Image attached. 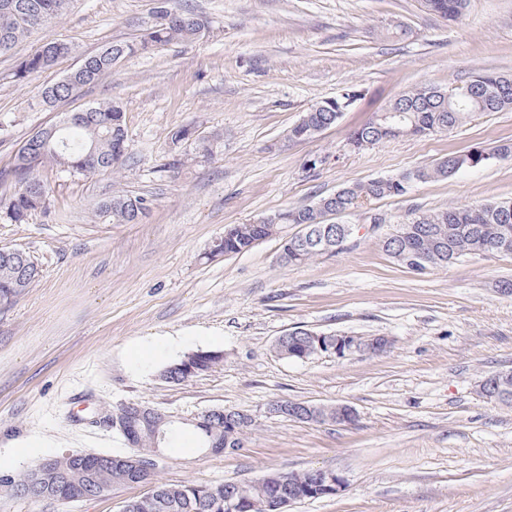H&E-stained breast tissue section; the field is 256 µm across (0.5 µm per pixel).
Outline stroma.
<instances>
[{
  "label": "stroma",
  "instance_id": "obj_1",
  "mask_svg": "<svg viewBox=\"0 0 512 512\" xmlns=\"http://www.w3.org/2000/svg\"><path fill=\"white\" fill-rule=\"evenodd\" d=\"M209 18L204 38L126 56L100 82L51 110L41 88L83 56L146 32L155 0H72L68 13L0 56V168L35 131L96 102L123 106L128 155L117 175L43 173L52 191L26 223L0 219V246L25 250L41 278L0 308V474L72 452L123 455L102 422L138 402L178 416L220 407L254 415L243 448L198 450L191 431L164 448L168 484L249 483L322 469L338 495L286 512H512V407L481 398L487 374L512 371V254L486 253L418 274L379 244L397 224L446 209L512 198V160L447 180L414 183L399 198L346 216L342 250L302 266L278 261L282 236L208 258L225 229L253 224L345 184L433 166L451 153L512 142V111L486 112L452 131L358 151L350 132L403 92L460 85L491 69L512 74V0H468L451 22L420 0H182ZM73 51L25 83L18 59L47 37ZM360 97L308 141L287 132L315 103ZM182 128L206 136L172 142ZM324 156L316 170L307 159ZM121 190L147 198L137 224H98ZM297 328L366 338L386 353L277 356ZM222 352L210 372L169 384L159 370L192 350ZM279 400L344 403L351 424L269 415ZM114 487L79 501H40L0 490V512H123L147 493Z\"/></svg>",
  "mask_w": 512,
  "mask_h": 512
}]
</instances>
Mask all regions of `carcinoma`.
Instances as JSON below:
<instances>
[{"instance_id": "obj_1", "label": "carcinoma", "mask_w": 512, "mask_h": 512, "mask_svg": "<svg viewBox=\"0 0 512 512\" xmlns=\"http://www.w3.org/2000/svg\"><path fill=\"white\" fill-rule=\"evenodd\" d=\"M425 10L446 20H456L466 7L467 0H421ZM69 0H0V55L10 52L32 31L45 28L65 15ZM207 17L181 6L180 0H157L152 21L144 37L138 42H115L85 56L80 65L71 71L73 86L69 89L55 85L44 87L35 100L41 108H53L70 99L85 87L98 83L127 55L147 52L157 45L191 43L209 32ZM73 52L71 45L48 37L33 53L21 59L10 78L22 83L52 67L58 58ZM349 96H339L320 101L304 113L298 123L288 130V139L306 141L315 138L335 125L348 109ZM390 108L399 112L391 117L378 112L361 127L350 132L349 142L355 149L381 144L404 136L426 137L463 125L478 112H503L512 110V76L493 70L474 74L466 83L452 89L439 85L414 88L403 93ZM97 114L99 123L63 129L53 138L52 146L36 152L18 149L10 166L0 169V186L10 194L0 196V215L16 224L28 220L32 212L44 208L50 187L42 178L47 168H55L71 176H91L112 173L124 162L128 153L125 116L118 104L94 103L86 108ZM512 158V144L493 147H476L462 154H450L435 166L390 177L373 178L365 182L350 183L342 187L336 198L326 195L317 201L291 206L280 212L275 223L265 221L254 224H236L224 232V238L214 245V252L221 255L240 254L251 250L258 242L280 233L285 224H297L310 237L327 238L334 250L343 246L349 235L344 228L326 222L328 212H357L369 203L388 197H401L408 193L415 181L448 179L460 172L487 166ZM140 210L132 197L116 191L97 208L94 217L102 224H137ZM382 249L389 257L406 269H413L416 261L429 269L446 267L461 257L480 253H512V200L490 201L479 205L451 206L445 210L419 216L398 224L381 240ZM327 254L320 246L302 242L300 234L282 238L280 261L286 266H299ZM41 270H34L19 279L0 267V302L16 300L40 277ZM306 348V333L298 332L273 345L274 352L286 359H299V352ZM223 354L218 351L192 350L163 367L159 376L168 383L179 384L191 377L208 372L221 363ZM491 390L503 394L497 403L512 406V382L496 381L486 376ZM237 423L238 442L254 426L248 413L235 408H225L221 414L200 415L201 424L192 426L199 441V448L207 452L221 448L225 442L224 420ZM183 423L163 421L160 417L135 418L128 423L125 440L147 455L155 447L158 434L166 440ZM59 470L52 478L39 479L38 466H33L14 477H0V488L15 492L24 484L40 480L42 499L71 500L86 490L87 485L99 480L112 486L128 485L132 475L114 469L101 475L93 464L84 466L80 478L73 477V463L59 456ZM236 497L252 504L249 512H276L274 494L265 479L250 484H239ZM126 512H225L224 484L185 483L170 485L157 483L152 495L127 502Z\"/></svg>"}]
</instances>
